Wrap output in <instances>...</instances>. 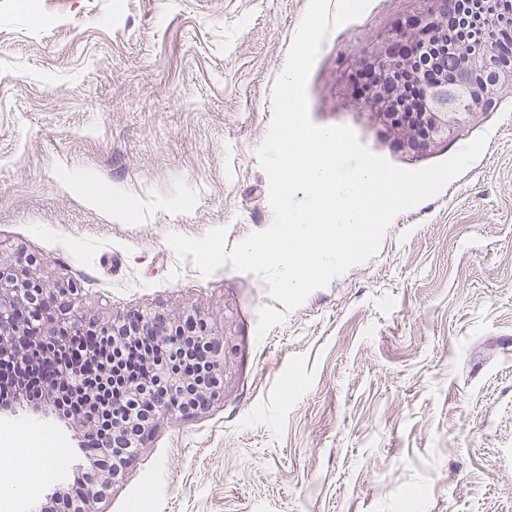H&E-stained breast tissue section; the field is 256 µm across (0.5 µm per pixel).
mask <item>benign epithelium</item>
Here are the masks:
<instances>
[{"instance_id": "obj_1", "label": "benign epithelium", "mask_w": 512, "mask_h": 512, "mask_svg": "<svg viewBox=\"0 0 512 512\" xmlns=\"http://www.w3.org/2000/svg\"><path fill=\"white\" fill-rule=\"evenodd\" d=\"M428 7L412 28L390 40L370 62L375 102L385 108L395 105L402 88L390 80L394 72L408 67L421 94L422 112L417 123H391L400 141L412 148L430 149L448 140L466 118L460 97L478 105L492 99L505 85L512 86V23L496 12V0H426ZM80 288L69 284L48 288L24 267L0 265V352L19 348L20 365L40 344H54L57 336L89 323L78 314ZM144 326L153 336H170L176 323L160 312L134 313L123 318ZM212 369L220 374L224 343L208 337ZM221 388L180 399L165 396L150 400L149 423L125 436L140 445L159 417L175 411L206 409ZM113 471L106 464L98 469L96 483L82 496L79 512H98L96 504L112 485Z\"/></svg>"}]
</instances>
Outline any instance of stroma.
<instances>
[{"instance_id":"obj_1","label":"stroma","mask_w":512,"mask_h":512,"mask_svg":"<svg viewBox=\"0 0 512 512\" xmlns=\"http://www.w3.org/2000/svg\"><path fill=\"white\" fill-rule=\"evenodd\" d=\"M308 3L40 0L37 17L0 0V263L77 283L87 318L191 315L224 340L220 398L161 419L99 512H512V87L428 151L360 89L423 0H370L329 34L310 117L408 170L485 137L461 175L262 335L260 276H202L166 243L223 227L230 251L272 224L257 150ZM79 178L120 188L132 216ZM0 425L53 441L16 512L70 492L88 463L71 419L18 400ZM82 189L91 203L105 205L115 217L125 219L131 215V204L121 190L112 186L91 184L89 181L82 183Z\"/></svg>"}]
</instances>
